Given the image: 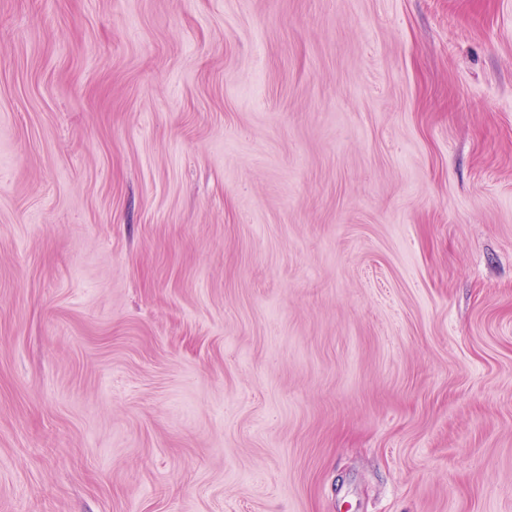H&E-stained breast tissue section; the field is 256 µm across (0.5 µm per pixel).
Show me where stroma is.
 Returning a JSON list of instances; mask_svg holds the SVG:
<instances>
[{"label":"stroma","instance_id":"stroma-1","mask_svg":"<svg viewBox=\"0 0 512 512\" xmlns=\"http://www.w3.org/2000/svg\"><path fill=\"white\" fill-rule=\"evenodd\" d=\"M0 512H512V0H0Z\"/></svg>","mask_w":512,"mask_h":512}]
</instances>
